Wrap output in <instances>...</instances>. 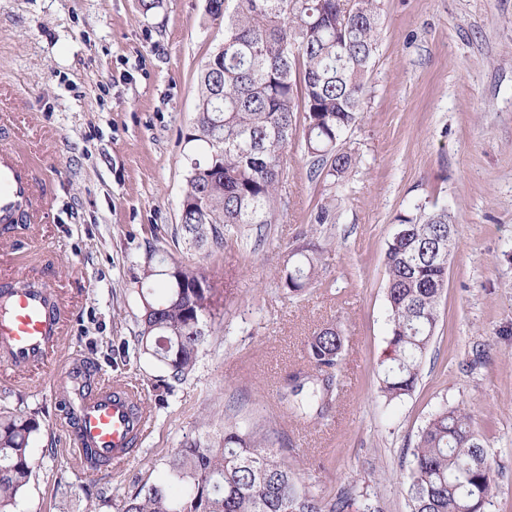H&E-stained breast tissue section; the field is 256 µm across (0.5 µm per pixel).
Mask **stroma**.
<instances>
[{"instance_id": "obj_1", "label": "stroma", "mask_w": 512, "mask_h": 512, "mask_svg": "<svg viewBox=\"0 0 512 512\" xmlns=\"http://www.w3.org/2000/svg\"><path fill=\"white\" fill-rule=\"evenodd\" d=\"M206 0H0V148L34 164L41 220L0 229V279L50 271L69 309L57 356L138 387L152 421L129 466L87 476L63 456L62 398L48 372L0 380V408L35 413L37 468L16 512H116L159 481L186 437L218 435L231 411L279 431L301 484L367 493L409 512L407 448L442 404L472 412L495 483L488 512H512V0H382L379 44L345 150L342 185L314 176L300 140L285 151L271 223L209 254L180 230L202 65L224 41ZM331 205L330 224L314 220ZM448 208L455 248L439 322L411 395L379 392L389 353L384 253L399 216ZM319 244L316 281L283 294L276 271ZM157 253L199 269L219 299L189 376L139 355L142 266ZM345 338L333 412L280 399L327 324Z\"/></svg>"}]
</instances>
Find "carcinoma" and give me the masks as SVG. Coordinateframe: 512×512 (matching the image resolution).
<instances>
[{"mask_svg":"<svg viewBox=\"0 0 512 512\" xmlns=\"http://www.w3.org/2000/svg\"><path fill=\"white\" fill-rule=\"evenodd\" d=\"M381 0H208L207 14L224 21V41L200 72L194 133L204 149L193 160L180 214L192 245L219 251L245 224L272 223L283 155L301 135L317 175L338 185L356 164L340 148L362 111L365 77L378 49ZM303 122H298L299 107ZM446 208L415 207L399 217L387 243L385 269L391 352L382 363L387 401L410 395L439 321L448 284ZM316 249L304 244L280 270L289 295L316 275ZM143 279L161 295H142L138 351L181 381L193 370L216 309L210 280L199 270L147 258ZM344 338L330 324L306 337L313 373L288 375V403L312 386L315 415L332 409ZM34 414L0 411V512H14L36 462ZM273 431L244 427L224 415V432L188 437L169 457L162 481L125 499L118 512H379L364 494L341 490L327 500L306 490L288 466ZM409 512H487L494 481L488 450L464 408L443 404L410 449Z\"/></svg>","mask_w":512,"mask_h":512,"instance_id":"1","label":"carcinoma"}]
</instances>
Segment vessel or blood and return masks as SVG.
Here are the masks:
<instances>
[{"instance_id":"vessel-or-blood-1","label":"vessel or blood","mask_w":512,"mask_h":512,"mask_svg":"<svg viewBox=\"0 0 512 512\" xmlns=\"http://www.w3.org/2000/svg\"><path fill=\"white\" fill-rule=\"evenodd\" d=\"M40 198L34 170L0 153V224L32 220ZM66 319L58 291L18 273L0 281V369L17 373L44 366L58 346ZM70 401L60 423L64 451L86 474L118 471L130 459L145 422L133 411L136 392L106 381L82 362H71L53 378Z\"/></svg>"}]
</instances>
